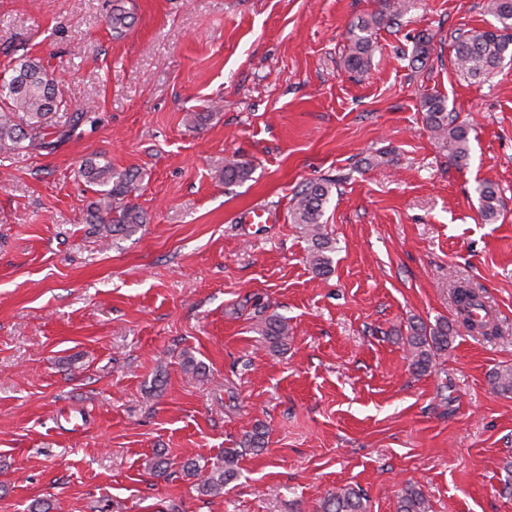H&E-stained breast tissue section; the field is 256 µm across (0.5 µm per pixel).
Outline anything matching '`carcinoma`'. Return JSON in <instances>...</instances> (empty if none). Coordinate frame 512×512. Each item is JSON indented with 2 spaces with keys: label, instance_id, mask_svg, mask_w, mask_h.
<instances>
[{
  "label": "carcinoma",
  "instance_id": "carcinoma-1",
  "mask_svg": "<svg viewBox=\"0 0 512 512\" xmlns=\"http://www.w3.org/2000/svg\"><path fill=\"white\" fill-rule=\"evenodd\" d=\"M409 0H381L378 13L361 17L350 30V46L343 59L348 72L367 70L376 50L372 40L373 29L387 21H396L407 11ZM488 8L497 24L487 29H473L456 37L454 45L455 65L464 75L477 80L498 67L507 55L512 54V0H489ZM112 30L121 32L131 24V16L120 5L112 9L109 17ZM5 70L9 75L0 77V152L33 149L52 153L62 144L82 136V127L95 124V118L78 104L66 98L61 80L48 79L49 71L41 59L22 55L8 61ZM425 120L434 136L448 150V159L462 165L469 158V130L455 123L447 110L446 102L437 96L423 101ZM66 112L65 119L58 120V113ZM253 164L240 158L227 159L220 171L226 184L242 183L250 177ZM86 181L96 187V199L88 211V223L112 236H129L144 223L142 212L132 202L138 196L139 181L130 171H117L103 158H89L81 165ZM336 181L317 178L305 183L293 198V219L302 225L311 242L308 260L319 275L330 271L334 251L333 241L323 228L322 218L326 204ZM481 213L493 220L499 210L500 197L497 188L483 182L476 188ZM455 299L460 318L467 327L480 331L486 321L477 320L474 314L487 312L482 297L473 289L459 286ZM407 337L411 366L418 372H426L448 350V323L434 326L410 325ZM271 347L281 349L288 344L290 330L285 319L277 314L267 316L260 328ZM265 429L256 426L245 435L237 448L224 449V461L212 466L191 463L189 475L197 478L198 489L204 495H218L224 485L236 475L238 458L246 451L259 452L265 447ZM325 512H367L363 494L353 488H342L330 495ZM399 512H429V506L421 490L409 484L399 500Z\"/></svg>",
  "mask_w": 512,
  "mask_h": 512
}]
</instances>
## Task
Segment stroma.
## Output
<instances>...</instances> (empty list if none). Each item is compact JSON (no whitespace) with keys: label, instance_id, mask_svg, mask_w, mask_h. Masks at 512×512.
<instances>
[{"label":"stroma","instance_id":"1","mask_svg":"<svg viewBox=\"0 0 512 512\" xmlns=\"http://www.w3.org/2000/svg\"><path fill=\"white\" fill-rule=\"evenodd\" d=\"M486 3L410 0L351 74L348 29L379 0H122L120 35L113 0H0V64L40 58L98 119L54 153L0 152V512H322L348 487L397 512L410 483L430 512H512V393L494 384L512 370V61L478 81L452 50L492 23ZM428 95L470 129L462 168L424 122ZM94 155L139 175L132 236L85 222ZM235 155L253 171L227 186ZM320 176L337 181L325 275L291 219ZM256 205L269 223L243 222ZM461 285L495 335L457 323ZM274 312L278 352L257 331ZM414 318L454 336L421 375ZM258 423L266 448L202 495L183 463ZM476 192L478 194L481 213L486 220H493L499 210L500 197L497 188L491 182L480 183ZM261 324L260 332L266 336L273 349H283L288 344L290 330L285 319L277 314H271Z\"/></svg>","mask_w":512,"mask_h":512}]
</instances>
